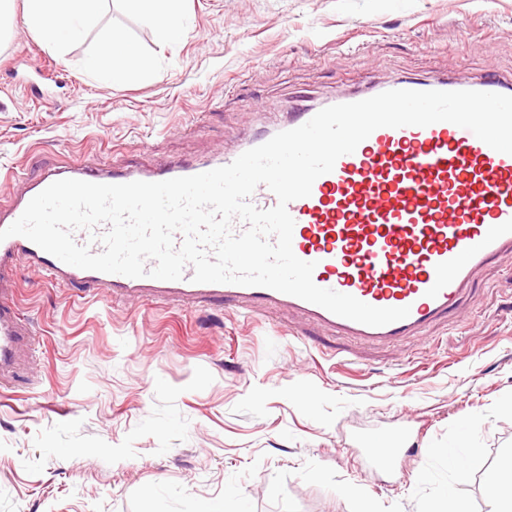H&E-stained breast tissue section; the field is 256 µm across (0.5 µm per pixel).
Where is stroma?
Here are the masks:
<instances>
[{
  "label": "stroma",
  "instance_id": "stroma-1",
  "mask_svg": "<svg viewBox=\"0 0 512 512\" xmlns=\"http://www.w3.org/2000/svg\"><path fill=\"white\" fill-rule=\"evenodd\" d=\"M183 34L108 0L65 55L22 14L0 43V205L79 156L151 167L208 160L296 99L401 76L512 78V0H185ZM118 27L152 65L85 71ZM35 341L0 389V512H425L443 492L488 512L512 451V259L482 269L462 317L362 350L296 316L244 320L178 302L113 301L22 272ZM406 432L380 484L355 449ZM469 456L458 479L441 451Z\"/></svg>",
  "mask_w": 512,
  "mask_h": 512
}]
</instances>
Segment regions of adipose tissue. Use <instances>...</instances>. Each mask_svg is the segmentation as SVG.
<instances>
[{
	"label": "adipose tissue",
	"mask_w": 512,
	"mask_h": 512,
	"mask_svg": "<svg viewBox=\"0 0 512 512\" xmlns=\"http://www.w3.org/2000/svg\"><path fill=\"white\" fill-rule=\"evenodd\" d=\"M106 0H0V38L6 37L15 12H22L25 24L43 44L65 51L96 26ZM128 12L151 20L159 44L177 38L182 29L183 0H122ZM85 65L104 71L115 84H123L148 69V62L136 45L121 31L104 34L96 53ZM490 512H512V452L505 454L486 483Z\"/></svg>",
	"instance_id": "obj_1"
}]
</instances>
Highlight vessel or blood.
Listing matches in <instances>:
<instances>
[{"mask_svg": "<svg viewBox=\"0 0 512 512\" xmlns=\"http://www.w3.org/2000/svg\"><path fill=\"white\" fill-rule=\"evenodd\" d=\"M391 89L458 91L464 81L441 77L394 79ZM316 113L303 104L276 129L252 136L209 162L168 161L149 168L77 160L42 173L23 196L0 208V230L13 224L30 200L55 181L101 184L160 182L225 166L275 132L296 128ZM295 221L294 254L315 262L314 283L375 307H406L409 315L369 326L267 287L193 282V268L178 281L130 278L68 265L22 236L0 241V380L13 372L30 331L5 277L17 260L56 285L101 290L108 296L196 306L222 302L246 313L285 309L306 324L367 346L419 336L439 319L460 313L467 286L495 260L512 257V155L495 151L471 131L449 122L426 127H381L333 170L319 176L308 197L289 203ZM404 437L371 441L363 453L390 473Z\"/></svg>", "mask_w": 512, "mask_h": 512, "instance_id": "vessel-or-blood-1", "label": "vessel or blood"}]
</instances>
